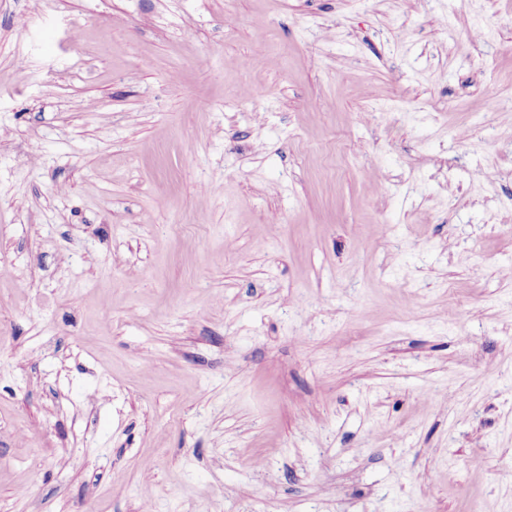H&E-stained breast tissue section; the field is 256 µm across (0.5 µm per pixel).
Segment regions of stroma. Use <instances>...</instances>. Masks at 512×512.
<instances>
[{"mask_svg": "<svg viewBox=\"0 0 512 512\" xmlns=\"http://www.w3.org/2000/svg\"><path fill=\"white\" fill-rule=\"evenodd\" d=\"M508 458L512 0H0V512H512Z\"/></svg>", "mask_w": 512, "mask_h": 512, "instance_id": "obj_1", "label": "stroma"}]
</instances>
